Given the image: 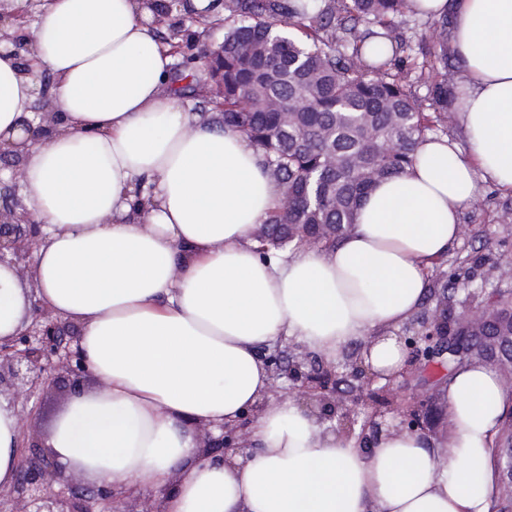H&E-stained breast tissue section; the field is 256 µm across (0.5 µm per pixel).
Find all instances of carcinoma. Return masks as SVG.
<instances>
[{
    "mask_svg": "<svg viewBox=\"0 0 512 512\" xmlns=\"http://www.w3.org/2000/svg\"><path fill=\"white\" fill-rule=\"evenodd\" d=\"M409 10V0H224V38L199 57L216 124L261 150L288 197V209L267 220L262 253L335 245L371 188L404 171L419 142L447 128L448 17L437 19L440 54L419 62L396 33L395 18ZM410 74L429 88L425 109ZM272 99L279 109L269 107ZM511 437L505 419L493 469L497 444ZM491 498V512H512V490L496 481Z\"/></svg>",
    "mask_w": 512,
    "mask_h": 512,
    "instance_id": "obj_1",
    "label": "carcinoma"
}]
</instances>
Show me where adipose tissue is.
Returning <instances> with one entry per match:
<instances>
[{"instance_id": "adipose-tissue-1", "label": "adipose tissue", "mask_w": 512, "mask_h": 512, "mask_svg": "<svg viewBox=\"0 0 512 512\" xmlns=\"http://www.w3.org/2000/svg\"><path fill=\"white\" fill-rule=\"evenodd\" d=\"M450 17L464 73L446 138L367 194L335 247L261 254L256 228L281 190L255 145L188 112L153 0H0L49 69L58 121L24 151L17 194L42 226L35 278L0 264V343L33 300L74 321L101 389L70 398L46 444L62 473L164 512H490V448L508 396L472 360L441 393L449 433L385 428L368 444L272 396L264 348L296 340L327 363L352 346L370 373L406 364L399 336L429 297L428 269L457 242L479 180L512 193V0H411ZM35 83L0 48V146L26 138ZM252 416L251 447L202 459L196 425ZM15 407L0 398V488L19 469ZM123 496L120 498L121 508L129 512H163L160 497L152 491L142 492L136 495L117 494ZM159 502V503H158ZM158 503L156 509L146 510L154 507ZM146 510V511H144Z\"/></svg>"}]
</instances>
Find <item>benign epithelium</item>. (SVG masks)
I'll return each mask as SVG.
<instances>
[{"label":"benign epithelium","mask_w":512,"mask_h":512,"mask_svg":"<svg viewBox=\"0 0 512 512\" xmlns=\"http://www.w3.org/2000/svg\"><path fill=\"white\" fill-rule=\"evenodd\" d=\"M41 123L27 124L28 141L35 144L47 135L55 113L40 112ZM41 235V224L31 217L15 198L14 203L0 210V264L8 263L21 276L33 278V252ZM440 311L432 315L434 326L412 339L415 356L428 363L436 359V351L448 353V343L457 345L465 352V343L477 340L487 347L490 361L504 370L503 379L512 396V309L502 313L492 307L477 306L468 309L457 323L439 320ZM265 359L272 380L286 379L293 388L301 391L311 408L318 409L319 416L336 413L344 405L336 391V375L332 370L313 368L303 361L284 359L276 349ZM355 368L361 372L362 384L354 388L355 395L367 392L377 396L382 406L402 417V427L415 431L423 427L430 406L426 392L401 394L386 383L373 388L378 377L363 365ZM75 382L90 375L80 357L78 332L69 320L53 313L36 302L30 323L10 339L0 344V395L12 394L31 399L53 387L62 375ZM251 422L246 416L236 425L222 427V435L212 438L204 431L203 457L214 459L215 451L243 447V431ZM499 480L512 484V442H504L499 449ZM0 512H118L114 505L112 489L101 488L90 493L74 485V479L64 477L55 468L49 455H36L20 461L19 477L9 489H0Z\"/></svg>","instance_id":"obj_1"}]
</instances>
